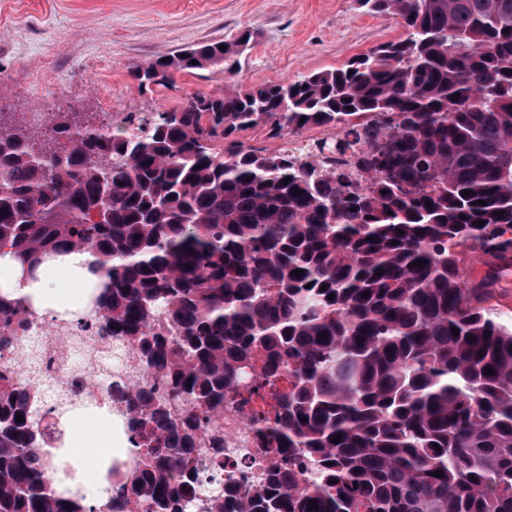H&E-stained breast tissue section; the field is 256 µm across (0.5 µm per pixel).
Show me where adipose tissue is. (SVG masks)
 Segmentation results:
<instances>
[{
  "instance_id": "1",
  "label": "adipose tissue",
  "mask_w": 512,
  "mask_h": 512,
  "mask_svg": "<svg viewBox=\"0 0 512 512\" xmlns=\"http://www.w3.org/2000/svg\"><path fill=\"white\" fill-rule=\"evenodd\" d=\"M101 280L93 257L85 252L60 256L30 276L10 254L0 255V295L23 300L41 315L67 318L84 311L88 294ZM61 426V444L41 450L54 488L81 489L92 502L105 497L112 488V466L131 452L121 421L108 405L93 403L67 412Z\"/></svg>"
}]
</instances>
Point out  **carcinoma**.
<instances>
[{
  "label": "carcinoma",
  "mask_w": 512,
  "mask_h": 512,
  "mask_svg": "<svg viewBox=\"0 0 512 512\" xmlns=\"http://www.w3.org/2000/svg\"><path fill=\"white\" fill-rule=\"evenodd\" d=\"M358 4L405 36L142 119L55 112L51 140L0 124V253L105 268L92 340L125 376L112 412L140 457L106 512H512V322L465 271L472 252L512 257V0ZM251 40L133 76L232 74ZM312 126L338 132L298 155L239 141ZM40 326L0 297V358L26 345L0 370V512H96L36 451L69 405L27 344ZM230 404L265 449L258 485L224 473Z\"/></svg>",
  "instance_id": "1"
}]
</instances>
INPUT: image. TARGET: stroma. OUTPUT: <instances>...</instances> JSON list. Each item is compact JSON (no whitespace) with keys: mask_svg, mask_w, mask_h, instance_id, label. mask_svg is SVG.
<instances>
[{"mask_svg":"<svg viewBox=\"0 0 512 512\" xmlns=\"http://www.w3.org/2000/svg\"><path fill=\"white\" fill-rule=\"evenodd\" d=\"M242 29L254 44L236 73H178L169 86L139 91L136 68ZM402 34L397 19L365 14L356 0H0V119L44 131L52 112L96 125L108 106L168 111L198 94L337 68ZM468 265L475 283L497 273L494 303L511 318L512 259L473 254Z\"/></svg>","mask_w":512,"mask_h":512,"instance_id":"stroma-1","label":"stroma"}]
</instances>
